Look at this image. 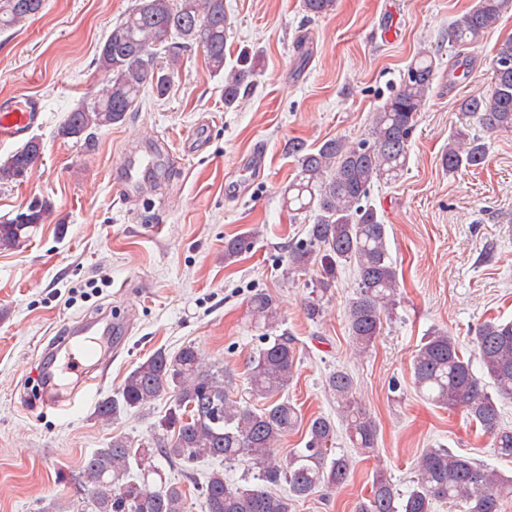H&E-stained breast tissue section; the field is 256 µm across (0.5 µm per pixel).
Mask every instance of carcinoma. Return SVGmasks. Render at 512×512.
<instances>
[{
	"label": "carcinoma",
	"instance_id": "1",
	"mask_svg": "<svg viewBox=\"0 0 512 512\" xmlns=\"http://www.w3.org/2000/svg\"><path fill=\"white\" fill-rule=\"evenodd\" d=\"M45 0H0V30L11 29L39 14ZM310 16L334 10L335 0H302ZM512 0H476L448 26V44L457 51L456 67L467 66L464 51L494 28ZM231 21L224 0H134L109 33L97 57L106 84L66 115L57 129L63 138L90 142L95 130L123 122L139 110L143 93H167L183 51L202 49L208 67L224 71V44ZM168 67L153 65L158 50ZM260 56L245 50L235 68L224 75V109L239 106L241 94L253 85ZM492 90L487 97L459 103L458 120L448 137L442 164L450 172L484 163L488 146L470 131L476 119L491 132H512V37L497 48L492 62ZM439 70L435 56L422 52L407 65L398 87L372 113L368 137L350 143L330 138L314 148L300 141L288 145L296 173L288 184L285 203L296 213H308L313 224L305 239L292 244L282 272L289 280L298 272L316 271L304 303V314L315 321L324 314V297L337 274L354 271V292L346 307L348 335L358 354L371 349L394 315L399 301V277L387 245L388 230L377 211L363 204L375 183L397 179L409 162L408 140L424 109ZM42 153V142L29 139L0 162V183L22 177ZM53 207L34 200L10 218L0 220V249L25 243L46 223ZM246 239L224 242V266L237 262ZM252 327L273 331L280 321L276 299L254 294L248 303ZM299 357L293 339H267L249 359V401L233 396L224 365L204 371L197 347L188 343L175 352L158 349L123 380L118 392L101 400L98 419L110 424L167 400L164 415L145 440L116 436L85 458L81 468L84 508L90 512H188V493L180 483L162 476V469L143 470V462L158 457L178 468L201 497L203 512H289L290 503L305 500L321 488L345 484L353 472L352 457L333 452L334 419L318 415L304 420L284 394L294 379ZM413 383L426 402L450 412L461 410L469 422L492 440L504 457H512V430L502 421L501 403L512 400V320L480 323L471 350L448 331L432 328L412 356ZM325 391L336 403L352 448L370 455L378 447V426L355 396L351 373L338 368L325 379ZM295 430L304 431V447L284 464L275 448ZM218 460L233 465L249 462L237 482L213 469L197 479L196 463ZM285 484L288 495L271 488ZM512 501V472L486 467L446 448L423 450L416 479L401 491L383 469L373 472L369 495L355 512H434L439 503L462 512H502Z\"/></svg>",
	"mask_w": 512,
	"mask_h": 512
}]
</instances>
